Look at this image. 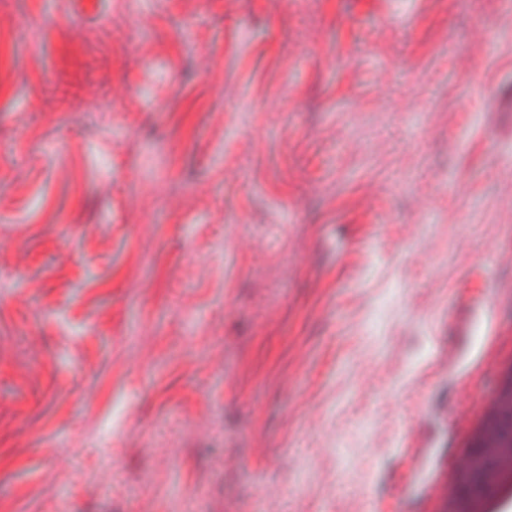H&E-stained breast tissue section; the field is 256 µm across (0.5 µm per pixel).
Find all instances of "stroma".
<instances>
[{
  "instance_id": "35a3bbf8",
  "label": "stroma",
  "mask_w": 512,
  "mask_h": 512,
  "mask_svg": "<svg viewBox=\"0 0 512 512\" xmlns=\"http://www.w3.org/2000/svg\"><path fill=\"white\" fill-rule=\"evenodd\" d=\"M508 252L512 0H0V512H431Z\"/></svg>"
}]
</instances>
